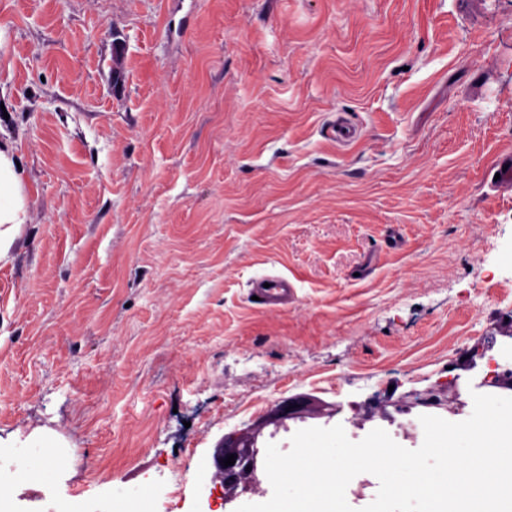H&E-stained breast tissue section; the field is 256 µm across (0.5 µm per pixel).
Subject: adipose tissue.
I'll return each instance as SVG.
<instances>
[{"instance_id": "ef3b65f1", "label": "adipose tissue", "mask_w": 512, "mask_h": 512, "mask_svg": "<svg viewBox=\"0 0 512 512\" xmlns=\"http://www.w3.org/2000/svg\"><path fill=\"white\" fill-rule=\"evenodd\" d=\"M26 220L24 170L14 146L0 142V259L7 257Z\"/></svg>"}]
</instances>
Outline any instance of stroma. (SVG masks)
I'll use <instances>...</instances> for the list:
<instances>
[{"instance_id": "stroma-1", "label": "stroma", "mask_w": 512, "mask_h": 512, "mask_svg": "<svg viewBox=\"0 0 512 512\" xmlns=\"http://www.w3.org/2000/svg\"><path fill=\"white\" fill-rule=\"evenodd\" d=\"M0 105L28 199L0 260L9 512L145 487L148 512H236L272 487L201 473L223 435L414 450L393 405L464 421L512 346V187L486 178L512 0H0ZM299 396L318 415L257 429ZM265 283L270 284V287L265 288ZM252 285L254 295L269 309H277L280 305L288 303V297L292 293L288 279L282 276H262L254 279Z\"/></svg>"}]
</instances>
